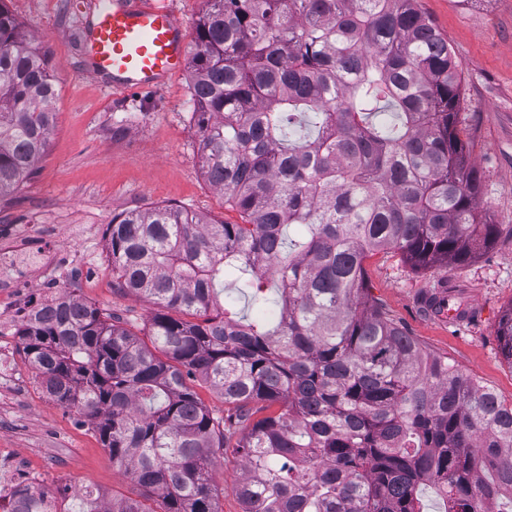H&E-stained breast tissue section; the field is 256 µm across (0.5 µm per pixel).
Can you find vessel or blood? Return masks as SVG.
Instances as JSON below:
<instances>
[{
	"instance_id": "b4317fda",
	"label": "vessel or blood",
	"mask_w": 512,
	"mask_h": 512,
	"mask_svg": "<svg viewBox=\"0 0 512 512\" xmlns=\"http://www.w3.org/2000/svg\"><path fill=\"white\" fill-rule=\"evenodd\" d=\"M87 38V72L121 92L157 89L188 53L182 23L155 0H97Z\"/></svg>"
}]
</instances>
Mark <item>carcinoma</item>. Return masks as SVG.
Returning a JSON list of instances; mask_svg holds the SVG:
<instances>
[{"label": "carcinoma", "mask_w": 512, "mask_h": 512, "mask_svg": "<svg viewBox=\"0 0 512 512\" xmlns=\"http://www.w3.org/2000/svg\"><path fill=\"white\" fill-rule=\"evenodd\" d=\"M189 89L202 172L241 223L172 204L112 217V278L155 306L144 338L70 294L16 330L142 496L86 488L59 510L19 490L3 512H219L229 451L243 512H422L426 488L444 512H512V405L366 294L376 251L427 270L503 235L478 212L448 41L415 0H205ZM55 95L0 0V201L45 153ZM228 279L255 300L274 284L279 318L230 317ZM497 336L512 364V306Z\"/></svg>", "instance_id": "carcinoma-1"}]
</instances>
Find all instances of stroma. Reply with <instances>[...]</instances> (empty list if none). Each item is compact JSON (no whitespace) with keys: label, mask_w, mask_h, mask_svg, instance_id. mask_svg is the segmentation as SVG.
Segmentation results:
<instances>
[{"label":"stroma","mask_w":512,"mask_h":512,"mask_svg":"<svg viewBox=\"0 0 512 512\" xmlns=\"http://www.w3.org/2000/svg\"><path fill=\"white\" fill-rule=\"evenodd\" d=\"M96 0H5L13 17L46 51L58 95L49 147L31 174L0 206L1 224H22L17 259H0V313L15 315L43 301L44 287L70 293L144 333L154 308L112 279L106 226L115 214L177 204L236 224L237 211L205 179L193 129L197 109L189 73L159 89L113 92L83 64L86 24ZM447 39L459 64L463 100L458 127L482 178L479 208L512 228V0H418ZM368 294L430 352L512 403V364L496 332L512 305V239L466 266L413 270L398 253L365 262ZM17 276L36 282L27 295L8 286ZM447 281L471 318L448 324L424 313L421 296ZM0 451L40 476V492L59 498L63 486L99 488L139 498L130 475L113 465L90 423L50 400L27 363L19 339L0 336Z\"/></svg>","instance_id":"1"}]
</instances>
